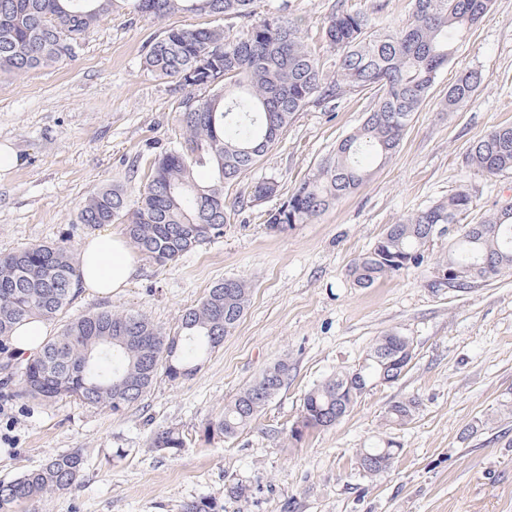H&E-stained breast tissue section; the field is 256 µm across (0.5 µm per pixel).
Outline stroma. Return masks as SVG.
I'll use <instances>...</instances> for the list:
<instances>
[{
	"label": "stroma",
	"mask_w": 512,
	"mask_h": 512,
	"mask_svg": "<svg viewBox=\"0 0 512 512\" xmlns=\"http://www.w3.org/2000/svg\"><path fill=\"white\" fill-rule=\"evenodd\" d=\"M339 0H261L259 13L297 19L326 72L341 54L324 25ZM200 16L163 19L116 11L93 28L78 55L22 76L0 75V144L19 162L0 171V252L58 242L79 255L92 231L76 221L98 190L117 185L136 199L156 157L180 133L187 92L144 66L149 45ZM475 69L483 81L459 111L442 109L449 85ZM369 106L347 94L307 107L280 143L225 188L231 222L221 238L158 266L140 259L122 291L78 290L69 312L100 308L146 315L175 334L186 308L216 283L251 288L238 326L194 376L159 377L138 405L115 414L74 399L39 405L0 395V480L41 466L49 455L81 451L86 467L67 491L19 512H181L207 499L215 512H512V272L464 292L430 287L428 268L410 269L369 288L348 269L388 225L466 189L476 215L512 203V171L489 175L471 165L472 145L512 124V0H492L483 21L437 75L396 154L369 181L307 224L269 229L270 211L357 128ZM279 184L277 195L243 205L252 185ZM410 337L405 375L366 390L335 426L290 436L305 393L355 368L382 334ZM287 384L233 438H205V424L238 390L278 360ZM413 398L403 425L389 406ZM172 427L177 452L151 448ZM401 445L386 471L371 476L356 454L376 437ZM239 485L246 494L230 497Z\"/></svg>",
	"instance_id": "1"
}]
</instances>
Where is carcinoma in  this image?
<instances>
[{
	"label": "carcinoma",
	"mask_w": 512,
	"mask_h": 512,
	"mask_svg": "<svg viewBox=\"0 0 512 512\" xmlns=\"http://www.w3.org/2000/svg\"><path fill=\"white\" fill-rule=\"evenodd\" d=\"M256 0H0V74L19 75L77 56L92 28L117 8L163 18L184 12L248 18ZM490 0H411L401 25L382 27L363 11L340 4L328 16L326 41L342 53L339 69L324 74L305 43L296 20L278 13L247 25L235 40L213 26L169 28L155 40L144 60L160 78L175 80L189 94L179 123L182 140L155 159L148 182L135 201L119 187L92 195L77 214L90 228L125 224L139 252L165 266L206 241L224 234L231 212L224 189L237 183L280 142L296 115L309 105L347 93L370 95L363 122L343 137L330 156L298 186L267 224H307L341 198L355 192L371 176L368 162L381 163L398 150L402 137L426 100L438 72L488 12ZM201 55L212 57L205 72L196 69ZM483 80L476 70L460 73L448 87L444 111L469 101ZM469 158L479 170L495 175L512 171V125L498 126L478 140ZM210 177L200 180L199 168ZM278 192L266 180L252 188L259 202ZM474 201L462 189L382 233L386 248L428 263L426 230L433 224H455L448 255L434 262L459 273L458 291L512 271V210L492 213L475 222ZM399 273L387 260L367 252L348 271L353 284L369 288ZM78 264L58 243L24 247L0 254V354L8 368L13 353L9 338L20 321L64 318L58 334L40 352L20 362L8 380L18 376L16 395L50 404L74 397L89 406L123 413L140 403L158 375L171 381L196 374L224 342L249 303L250 288L242 279H227L210 289L198 305L184 311L177 334L170 336L138 312L103 308L65 317L77 292ZM413 349L407 336L386 333L366 353L363 382L370 385L391 354ZM288 361L280 360L224 404V413L207 424V436L232 438L256 417L288 382ZM353 371L345 370L315 385L303 398L299 440L307 430L329 428L349 411L345 390ZM416 410L415 399L394 402L387 414L405 424ZM152 447L174 452L184 446L172 428L151 434ZM399 446L375 440L361 459L382 463ZM83 454L70 451L48 457L36 469L0 481V512L67 490L81 476Z\"/></svg>",
	"instance_id": "carcinoma-1"
}]
</instances>
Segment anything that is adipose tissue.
Here are the masks:
<instances>
[{
  "mask_svg": "<svg viewBox=\"0 0 512 512\" xmlns=\"http://www.w3.org/2000/svg\"><path fill=\"white\" fill-rule=\"evenodd\" d=\"M138 262L126 239L105 231L86 241L79 258V284L101 296L125 288L135 275Z\"/></svg>",
  "mask_w": 512,
  "mask_h": 512,
  "instance_id": "adipose-tissue-1",
  "label": "adipose tissue"
}]
</instances>
